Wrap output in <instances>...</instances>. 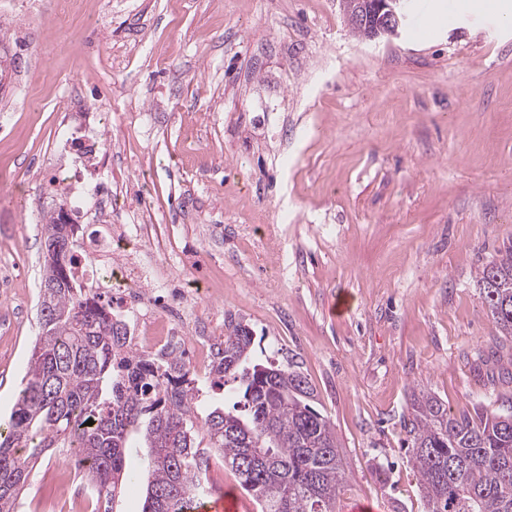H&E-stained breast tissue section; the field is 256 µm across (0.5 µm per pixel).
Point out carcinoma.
Returning a JSON list of instances; mask_svg holds the SVG:
<instances>
[{"label":"carcinoma","mask_w":512,"mask_h":512,"mask_svg":"<svg viewBox=\"0 0 512 512\" xmlns=\"http://www.w3.org/2000/svg\"><path fill=\"white\" fill-rule=\"evenodd\" d=\"M77 231L52 214L42 224L44 242L63 245L40 283L63 285L39 288L40 331L0 427V512H18L37 461L60 448L75 449L95 512H114L136 437L148 448L143 512H183L207 493L215 456L261 512H335L345 481L337 438L298 363L257 359L249 328L228 324L207 377L224 403L199 415V378L182 355L126 349V324L85 292L72 267ZM478 285L511 340L512 248L482 267ZM404 428L427 512H512V411L457 418L426 394Z\"/></svg>","instance_id":"cac0c4a2"}]
</instances>
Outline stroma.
<instances>
[{"mask_svg": "<svg viewBox=\"0 0 512 512\" xmlns=\"http://www.w3.org/2000/svg\"><path fill=\"white\" fill-rule=\"evenodd\" d=\"M416 39L368 41L338 0H0L15 68L0 110V422L38 334L41 226L65 197L48 174L55 125L98 124L112 150L87 179L150 207L174 288H205L199 336L248 326L293 356L332 423L337 503L426 512L401 427L416 395L452 416L512 401V350L478 269L512 246V23L457 10ZM348 298L345 312L332 309ZM144 451L114 512H143ZM62 452L42 457L19 512H93Z\"/></svg>", "mask_w": 512, "mask_h": 512, "instance_id": "35a3bbf8", "label": "stroma"}]
</instances>
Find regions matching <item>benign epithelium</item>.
I'll return each instance as SVG.
<instances>
[{
    "mask_svg": "<svg viewBox=\"0 0 512 512\" xmlns=\"http://www.w3.org/2000/svg\"><path fill=\"white\" fill-rule=\"evenodd\" d=\"M341 6L348 25L361 26L368 40L398 37L407 18L405 0H343Z\"/></svg>",
    "mask_w": 512,
    "mask_h": 512,
    "instance_id": "obj_1",
    "label": "benign epithelium"
}]
</instances>
